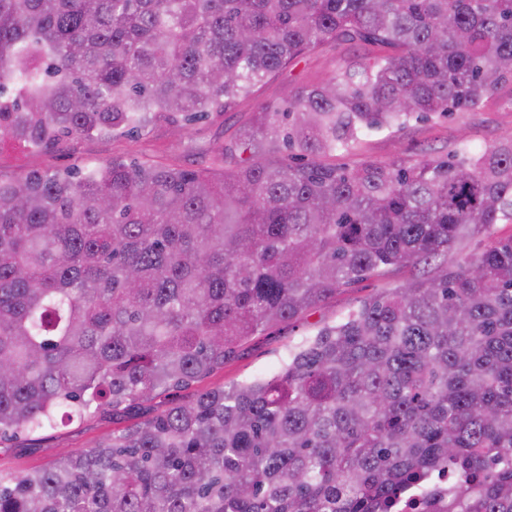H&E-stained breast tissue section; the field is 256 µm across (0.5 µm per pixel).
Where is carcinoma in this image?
Returning <instances> with one entry per match:
<instances>
[{
	"label": "carcinoma",
	"mask_w": 512,
	"mask_h": 512,
	"mask_svg": "<svg viewBox=\"0 0 512 512\" xmlns=\"http://www.w3.org/2000/svg\"><path fill=\"white\" fill-rule=\"evenodd\" d=\"M328 41L383 53L256 103L197 167L0 174V438L121 416L340 291L403 280L269 379L0 473V512H397L445 467L425 512H512V235L492 232L512 222V135L332 161L512 80V0H0V140L179 131Z\"/></svg>",
	"instance_id": "obj_1"
}]
</instances>
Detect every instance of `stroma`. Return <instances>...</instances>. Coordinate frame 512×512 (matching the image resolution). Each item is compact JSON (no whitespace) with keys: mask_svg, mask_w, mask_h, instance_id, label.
Returning <instances> with one entry per match:
<instances>
[{"mask_svg":"<svg viewBox=\"0 0 512 512\" xmlns=\"http://www.w3.org/2000/svg\"><path fill=\"white\" fill-rule=\"evenodd\" d=\"M360 46L328 42L299 58L264 84L256 87L251 99L242 101L219 119L203 118L186 123L181 135L170 125L157 122L135 136L83 137L69 140L62 148L33 152L6 140L0 142V173L16 175L30 170L65 171L100 163L115 156L132 161L173 155L183 165L196 166L206 161L209 151L228 145L234 130L244 124L255 102L280 98L285 87L312 84L326 79L362 55ZM512 134V81L503 83L494 100L472 112L434 113L422 120H411L401 129H379L366 133L354 151L338 154L337 164L355 166L369 160H397L412 163L423 154L446 156L461 140L476 147L495 144ZM396 278L371 279L356 288L309 311L303 319L280 325L255 337L243 355L216 369L208 378L184 388H172L142 404L139 417L153 416L170 407L192 400L200 391L216 389L277 372L289 350L300 345L318 327L333 323L356 307L358 300L382 288L394 287ZM129 419L112 420L100 416L60 425L30 437L0 443V471L21 472L51 460L93 447L112 431L129 426Z\"/></svg>","mask_w":512,"mask_h":512,"instance_id":"1","label":"stroma"}]
</instances>
